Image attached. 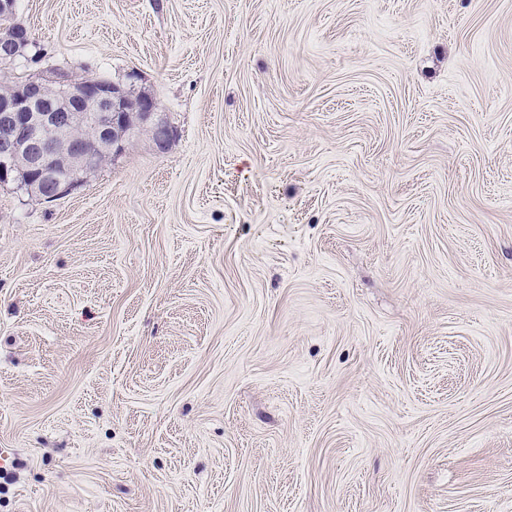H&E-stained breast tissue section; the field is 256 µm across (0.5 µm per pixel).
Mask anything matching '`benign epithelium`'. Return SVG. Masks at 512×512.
<instances>
[{"label": "benign epithelium", "instance_id": "obj_1", "mask_svg": "<svg viewBox=\"0 0 512 512\" xmlns=\"http://www.w3.org/2000/svg\"><path fill=\"white\" fill-rule=\"evenodd\" d=\"M33 44L19 23L0 35V185L54 201L140 133L164 152L172 129L156 102L115 82L61 73L11 80L7 70Z\"/></svg>", "mask_w": 512, "mask_h": 512}]
</instances>
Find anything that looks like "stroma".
Here are the masks:
<instances>
[{"instance_id":"obj_1","label":"stroma","mask_w":512,"mask_h":512,"mask_svg":"<svg viewBox=\"0 0 512 512\" xmlns=\"http://www.w3.org/2000/svg\"><path fill=\"white\" fill-rule=\"evenodd\" d=\"M14 19L174 135L0 186V512H512V0Z\"/></svg>"}]
</instances>
